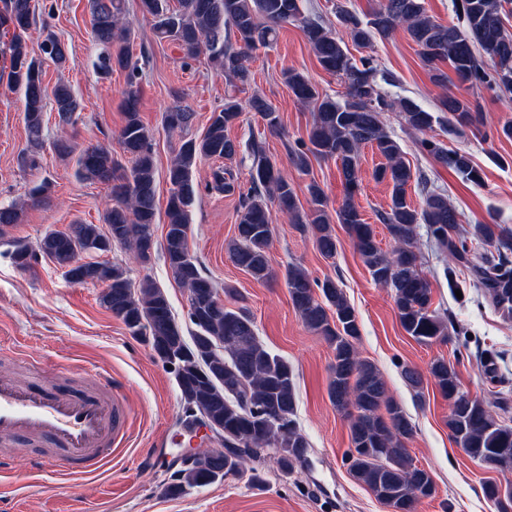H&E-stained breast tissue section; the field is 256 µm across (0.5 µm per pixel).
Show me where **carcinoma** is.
Wrapping results in <instances>:
<instances>
[{
	"label": "carcinoma",
	"instance_id": "carcinoma-1",
	"mask_svg": "<svg viewBox=\"0 0 512 512\" xmlns=\"http://www.w3.org/2000/svg\"><path fill=\"white\" fill-rule=\"evenodd\" d=\"M302 0H139L143 17L152 23L156 36L175 43L184 58L207 55L224 74L231 92L224 105L212 112L202 138H185L167 168L171 185L165 210L166 234L162 249L168 266L188 291L189 318L196 332L184 335L174 321L168 298L150 280L134 287L127 269L102 255L112 245L125 247L135 261L151 260L155 250L152 226L157 221L156 167L152 143L140 118V69L130 53L131 29L125 22V0H90L91 27L100 46L96 67L104 74L127 72L123 97L124 125L118 134L121 153L131 167L121 164L111 151L86 147L80 151L68 139L53 142L63 159L75 163L79 179L110 186L106 229L97 224L76 222L63 230L44 233L37 249L16 240L11 252L15 266L28 271L37 255L49 259L64 279L73 285H105L103 305L121 319L134 336H142L150 347H164L162 362L171 366L184 405L205 414L219 426L224 450L214 452L203 466L196 464L176 471L165 487L178 496L189 489L205 487L230 474H242L248 458L271 454L279 467L288 471L305 461L308 443L295 419L293 369L286 359L268 349L258 338L247 311L224 306L212 280L205 277L189 252L190 207L195 188L193 168L203 159L232 160L241 145L228 135L244 109L259 113L267 128H280L279 116L263 97L242 101L237 93L253 80L251 53L273 45L279 27L298 22L319 66L342 80L343 97L319 92L312 80L295 71L284 74L293 96L311 110L308 141L289 150L295 171L307 174L312 160H333L339 167L344 198L329 215L326 198L316 182L307 186V209L297 205V195L288 172L267 156L263 143L252 141L250 186L241 191L232 170L212 174L211 188L242 199L236 238L229 252L236 266L254 279L271 276L267 251L274 223L273 211L285 215L294 226L313 232L321 254L336 253L332 223L343 225L372 281L393 293L401 327L424 345L448 339V325L432 310V289L419 269L416 228L423 224L429 239L448 252V258L468 262L469 238L458 229V214L448 198L422 185V204L408 197L414 173L402 156L399 143L385 130L380 114L397 110L405 124L420 133L430 129L437 117L410 99H393L381 87L389 83L369 57L352 62L343 38L319 20L302 14ZM512 0H454L463 24L443 25L430 16L425 0H382L367 22L344 7L336 9L338 24L351 42L367 48L379 36L403 27L418 47V55L431 72L432 80L448 84V65L456 83L482 85L512 95V34L506 28ZM35 0H0V28L11 32L7 44L10 57L8 87L21 94L25 128L31 145L44 143L45 112L53 104L60 125L76 122L80 104L70 85L59 82L47 89L42 60L28 49L26 36L35 22ZM42 53L58 69L71 59L67 46L47 34ZM442 110L460 125L476 119L470 103L450 93ZM195 113L181 105L164 115L170 131L183 132L192 126ZM375 147L384 162L374 170L378 181L391 187L388 210L380 214L391 238V249L380 246L373 225L362 218L355 204L360 194L361 150ZM420 148L443 167L474 185L483 183L481 171L468 154L448 150L423 139ZM25 202L0 204V234L21 223ZM473 236L486 251L476 268L486 297L505 319H512V232L498 224H477ZM292 304L303 323L323 336L333 349L328 395L349 420L351 448L346 452L351 475L364 484L391 512H415L418 502L435 494L431 474L413 463L406 442L414 428L402 408L388 398L377 367L360 356L355 341L360 336L358 316L343 290L327 277L319 282L298 267L286 270ZM440 394L448 400V430L467 455L486 468L512 470V426L497 421L485 403L463 391L453 365L443 359L429 367ZM499 512H512V489L495 484L484 488Z\"/></svg>",
	"mask_w": 512,
	"mask_h": 512
}]
</instances>
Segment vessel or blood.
Wrapping results in <instances>:
<instances>
[{
    "label": "vessel or blood",
    "mask_w": 512,
    "mask_h": 512,
    "mask_svg": "<svg viewBox=\"0 0 512 512\" xmlns=\"http://www.w3.org/2000/svg\"><path fill=\"white\" fill-rule=\"evenodd\" d=\"M67 394L0 375V461L11 460L12 443H43L38 465L76 475H91L111 461L126 437L129 414L111 377L83 379Z\"/></svg>",
    "instance_id": "vessel-or-blood-1"
}]
</instances>
